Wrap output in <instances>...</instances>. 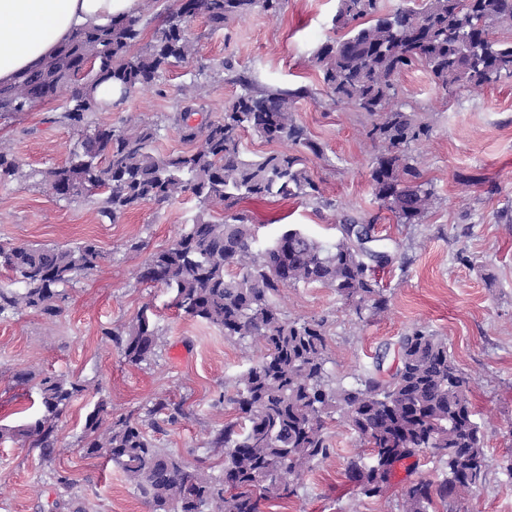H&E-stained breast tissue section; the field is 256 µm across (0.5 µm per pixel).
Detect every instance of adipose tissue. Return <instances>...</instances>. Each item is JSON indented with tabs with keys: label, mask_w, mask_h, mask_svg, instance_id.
<instances>
[{
	"label": "adipose tissue",
	"mask_w": 512,
	"mask_h": 512,
	"mask_svg": "<svg viewBox=\"0 0 512 512\" xmlns=\"http://www.w3.org/2000/svg\"><path fill=\"white\" fill-rule=\"evenodd\" d=\"M138 8L139 0H0V85L37 69L76 31Z\"/></svg>",
	"instance_id": "ef3b65f1"
}]
</instances>
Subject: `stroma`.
Returning a JSON list of instances; mask_svg holds the SVG:
<instances>
[{
  "instance_id": "obj_1",
  "label": "stroma",
  "mask_w": 512,
  "mask_h": 512,
  "mask_svg": "<svg viewBox=\"0 0 512 512\" xmlns=\"http://www.w3.org/2000/svg\"><path fill=\"white\" fill-rule=\"evenodd\" d=\"M336 7L337 0H285L279 15L256 12L221 30L196 18L191 33L198 43L197 62L171 68L153 85L97 112L95 120L115 127L130 119L163 120L200 63L210 68L204 95L216 114L240 91L231 80L235 71L269 85L319 90L321 76L312 57L334 36ZM397 90L408 109L423 113L430 125L428 138L413 149L435 193L422 223H396L375 202L370 183L375 150L364 135V115L350 105L311 97L299 99L296 112L324 149L323 156L307 163L324 206L251 197L233 209L249 215L263 242L291 226L332 242L340 217H376L379 244L393 256L376 272L388 299L385 313L358 319L333 290L318 286L282 289L277 303L289 318L326 320L329 370L346 385L375 361L395 368V343L412 328L445 339L472 379L469 400L488 467L482 486L434 508L512 512V78L445 95L418 66L398 77ZM70 95L63 90L31 112L0 120V142L12 149L24 172L23 178L0 185V241L65 245L90 239L106 255L68 289L55 322L29 311L0 321V424L17 426L39 416L44 377L64 376L86 386L57 423L51 458L26 443L0 440V512H73L77 506L83 512H150L119 468L83 453L87 415L99 400H107L114 415L143 422L160 448L220 474L223 451L207 448L206 442L236 419L230 398L257 353L184 317L173 307L169 290L139 278L151 254L170 246L196 213L192 195L144 204L112 224L100 218L93 201L61 200L40 185L38 172L64 164L79 139L59 119ZM134 242L140 250H131ZM145 307L160 339L153 357L132 365L110 334ZM22 373L29 381H19ZM159 398L182 405L184 416L174 423L162 414L147 418V408ZM326 431L330 456L305 474L297 496L266 502L264 512H399L410 482H437L444 475L442 461L427 450L414 465L397 470L384 496L365 497L345 475L349 457L364 453V446L342 413L327 418ZM59 474L69 476L72 487L58 484Z\"/></svg>"
}]
</instances>
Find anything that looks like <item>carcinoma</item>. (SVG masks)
<instances>
[{"instance_id": "1", "label": "carcinoma", "mask_w": 512, "mask_h": 512, "mask_svg": "<svg viewBox=\"0 0 512 512\" xmlns=\"http://www.w3.org/2000/svg\"><path fill=\"white\" fill-rule=\"evenodd\" d=\"M285 0H180L179 7L140 44L139 18L116 16L101 27L77 32L39 69L0 88V119L17 117L52 100L70 85L60 120L80 133L65 164L40 173L59 199L99 196L98 212L112 224L146 203H164L186 193L199 202L192 223L168 247L152 254L140 279L173 294L184 316L204 322L224 336L259 351L237 380L233 403L239 421L213 432L209 448L224 449L220 477L190 467L181 457L156 447L143 425L129 416H111L100 400L86 419L81 443L88 455H104L122 470L151 512H262L266 501L297 495L304 474L329 454L325 418L343 412L359 441L372 449L347 461L345 475L366 497L384 495L396 467L431 449L445 465L438 483L420 479L403 491L400 512H430L486 479V454L479 423L468 400L471 378L456 364L441 337L413 328L396 342L398 364L382 363L345 386L328 370L325 323L291 319L275 304L280 289L315 285L333 289L358 318L378 315L387 299L373 276L390 261L371 247L358 227L374 231L373 220L345 217L340 236L318 241L289 228L268 244L243 212L213 216L246 197L298 198L325 204L311 179L306 155H323L295 112L306 87L269 86L245 73L232 81L241 93L219 116L205 117L204 85L184 84L176 112L166 117L189 149L156 152L161 126L104 127L92 121L103 102L96 95L112 83L124 97L156 82L168 69L197 56L187 23L199 16L220 30L261 11L280 14ZM498 25L512 28V0H421L387 11L382 0H338L333 29L339 38L323 43L313 62L322 74V95L364 113L366 138L377 148L371 184L379 207L399 224H419L434 204L412 146L429 136L418 113L398 100L396 80L420 63L438 90H478L512 77V41L493 37ZM246 131L291 150L249 157L241 149ZM23 176L20 162L0 144V184ZM105 258L92 241L33 246L0 242V270L14 287L0 288V320L29 309L43 319L60 316L66 290ZM115 337L126 362L149 360L159 328L147 310ZM84 387L65 378L40 382L42 414L18 426H1L0 438L30 443L49 458L57 444V420ZM175 422L185 415L164 399L148 409Z\"/></svg>"}]
</instances>
